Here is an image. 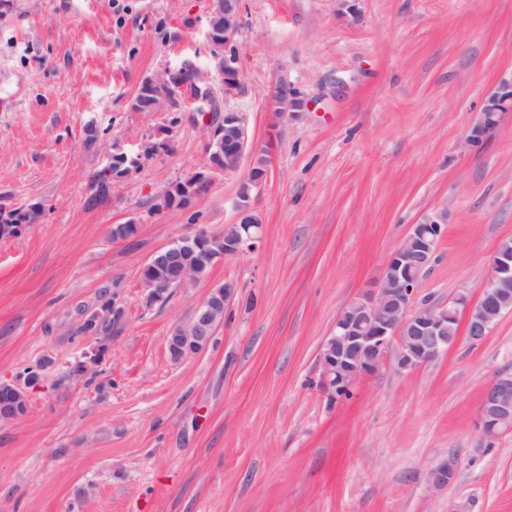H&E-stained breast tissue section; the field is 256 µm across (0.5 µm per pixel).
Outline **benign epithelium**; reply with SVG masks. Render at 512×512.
Instances as JSON below:
<instances>
[{
    "label": "benign epithelium",
    "instance_id": "7a95c632",
    "mask_svg": "<svg viewBox=\"0 0 512 512\" xmlns=\"http://www.w3.org/2000/svg\"><path fill=\"white\" fill-rule=\"evenodd\" d=\"M224 4V30L208 24L207 42L211 58L217 61L215 72L199 74L191 89L172 81L182 64L165 66L158 74L147 78V94L161 97L172 95L177 101L187 98L199 103L203 116L211 117L206 124L209 145L224 147V158L232 165L226 172L243 170L241 182L261 187L266 172L255 165L242 169L248 150L244 117L238 112H224L217 118L212 82L219 79L224 97L236 96L244 90L242 71L235 49L240 33L239 0H212V8ZM271 104L284 116L302 106L296 92H284L278 85L270 93ZM512 111V79L503 80L483 103L478 119L471 130L470 141H479L497 126L499 115ZM237 220L224 225L219 234H195L196 249L201 258L216 264L257 247L262 239V222L254 198L235 201ZM448 223V206L443 205L411 225L400 246L389 256L384 270L374 285L351 302L336 319L332 336L320 352V389L331 399L349 392L364 376L378 371L389 363L398 372L413 371L438 359L448 351V324L463 322L468 340L482 342L496 322L512 311V251L496 250L488 260V274L480 286L477 298L460 292L445 305H414V293L419 274L433 260ZM168 262L175 266L176 275L169 287L185 289L199 281V261L184 257L179 241L155 251L145 266ZM235 286L213 289L196 307L193 314L178 324L167 342L204 348L224 317L234 295ZM481 435L488 441L512 429V373L500 372L493 377L484 392L479 413ZM455 471V459L450 458L430 471L436 484L448 482Z\"/></svg>",
    "mask_w": 512,
    "mask_h": 512
}]
</instances>
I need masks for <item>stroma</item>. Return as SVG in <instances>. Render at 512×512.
<instances>
[{"label": "stroma", "instance_id": "stroma-1", "mask_svg": "<svg viewBox=\"0 0 512 512\" xmlns=\"http://www.w3.org/2000/svg\"><path fill=\"white\" fill-rule=\"evenodd\" d=\"M240 0L236 40L248 145L270 149L258 248L196 287L147 304L154 251L236 217L241 175L153 211L206 165L205 119L138 112L141 82L190 58L207 68L210 0H0V208L40 204L39 223L0 238V382L28 413L0 421V512H512V431L484 442L492 378L512 372V312L479 344L363 377L349 397L319 387V353L343 309L379 278L411 224L449 210L416 303L478 294L512 238V112L469 141L484 98L512 76V0ZM285 84L308 107L280 117ZM167 149L141 151L157 128ZM136 172L89 204L109 154ZM137 221L132 237L113 225ZM232 282L224 323L173 361L167 338L211 287ZM123 323L77 335L101 287ZM94 377L74 366L95 354ZM43 363L39 379L26 367ZM453 457L436 486L432 468Z\"/></svg>", "mask_w": 512, "mask_h": 512}]
</instances>
